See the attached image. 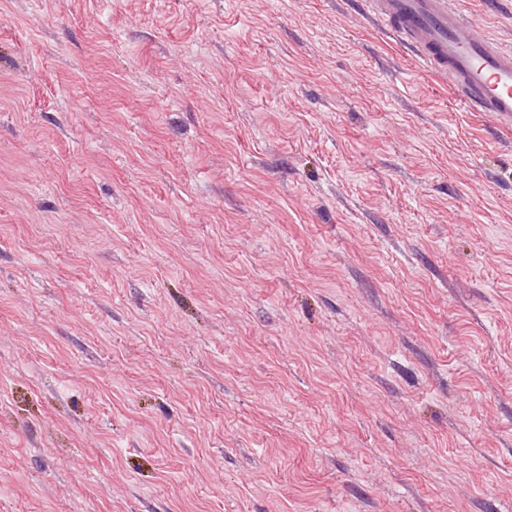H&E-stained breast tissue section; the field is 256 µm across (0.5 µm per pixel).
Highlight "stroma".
I'll return each mask as SVG.
<instances>
[{"label": "stroma", "instance_id": "stroma-1", "mask_svg": "<svg viewBox=\"0 0 512 512\" xmlns=\"http://www.w3.org/2000/svg\"><path fill=\"white\" fill-rule=\"evenodd\" d=\"M366 9L0 0V512H512V132Z\"/></svg>", "mask_w": 512, "mask_h": 512}]
</instances>
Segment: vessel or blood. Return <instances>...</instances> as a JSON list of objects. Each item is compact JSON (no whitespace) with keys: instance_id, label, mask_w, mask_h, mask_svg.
Masks as SVG:
<instances>
[{"instance_id":"b4317fda","label":"vessel or blood","mask_w":512,"mask_h":512,"mask_svg":"<svg viewBox=\"0 0 512 512\" xmlns=\"http://www.w3.org/2000/svg\"><path fill=\"white\" fill-rule=\"evenodd\" d=\"M369 15L443 75L459 107L512 129V46L466 35L456 0H367Z\"/></svg>"}]
</instances>
